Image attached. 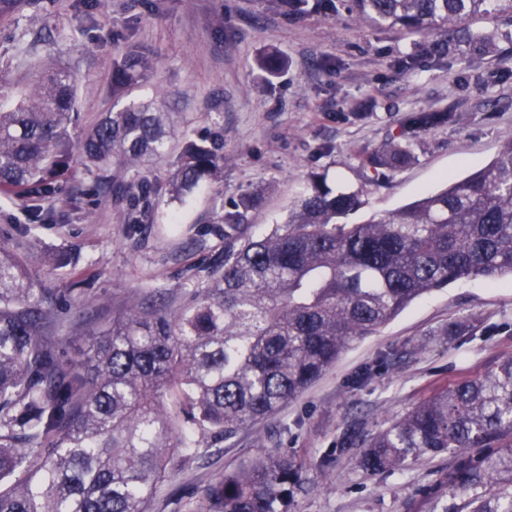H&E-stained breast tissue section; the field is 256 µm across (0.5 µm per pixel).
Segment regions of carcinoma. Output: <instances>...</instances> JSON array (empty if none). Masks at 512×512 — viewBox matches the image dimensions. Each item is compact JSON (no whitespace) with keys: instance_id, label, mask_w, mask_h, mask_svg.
Returning a JSON list of instances; mask_svg holds the SVG:
<instances>
[{"instance_id":"cac0c4a2","label":"carcinoma","mask_w":512,"mask_h":512,"mask_svg":"<svg viewBox=\"0 0 512 512\" xmlns=\"http://www.w3.org/2000/svg\"><path fill=\"white\" fill-rule=\"evenodd\" d=\"M331 14L336 0H280ZM385 29L423 34L437 59L482 56L509 33L464 21H507L512 0H342ZM156 60L128 49L112 64V96L127 103L75 141L77 83L55 63L14 86L0 75V193L33 201L35 223L57 179L85 172L118 182L165 160L156 193L183 199L224 175V129L177 130L166 101L138 96ZM269 78L284 68L271 52ZM457 121L451 108L411 112L396 137L359 155L374 183L415 159L427 132ZM181 140L177 153L172 142ZM265 187L224 211V263L188 305L133 301L125 315L65 363L48 328L54 313L26 265L0 245V512H146L162 482L210 449L268 418L354 343L417 298L462 279L512 280V139L441 190L361 222L363 190L333 188L312 172L286 220L262 237L249 214ZM362 468L401 469L463 454L451 483L465 496L450 512H512V357L437 391L361 442ZM302 468L276 448L212 479L192 512H291Z\"/></svg>"}]
</instances>
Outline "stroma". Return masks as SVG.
Wrapping results in <instances>:
<instances>
[{"instance_id": "1", "label": "stroma", "mask_w": 512, "mask_h": 512, "mask_svg": "<svg viewBox=\"0 0 512 512\" xmlns=\"http://www.w3.org/2000/svg\"><path fill=\"white\" fill-rule=\"evenodd\" d=\"M422 40L343 10L291 15L270 0H18L0 14L1 73L24 80L23 49L72 70L81 112L73 137L111 109L112 61L131 45L157 59L143 94L164 96L188 132L224 128L223 182L183 203L151 198L148 224H127V195L89 174L57 190L47 224L29 223L28 201L0 195V244L26 261L53 305L70 306L53 333L66 355L86 348L132 296L149 302L160 292L177 308L224 257L225 209L256 187H277L251 213L261 235L287 216L312 172L363 189L368 216L485 166L512 139V42L464 63L421 54ZM271 50L286 68L269 82L258 61ZM443 107L456 110V124L425 135L415 161L389 180L366 183L361 151L395 136L408 113ZM466 319L472 335H447ZM508 356L511 286L480 278L433 291L351 346L276 415L171 473L149 512H192L210 480L274 448L303 466L292 512H446L463 498L448 479L458 454L370 475L361 448L341 442L376 435L439 388ZM368 366L373 378L352 386Z\"/></svg>"}]
</instances>
